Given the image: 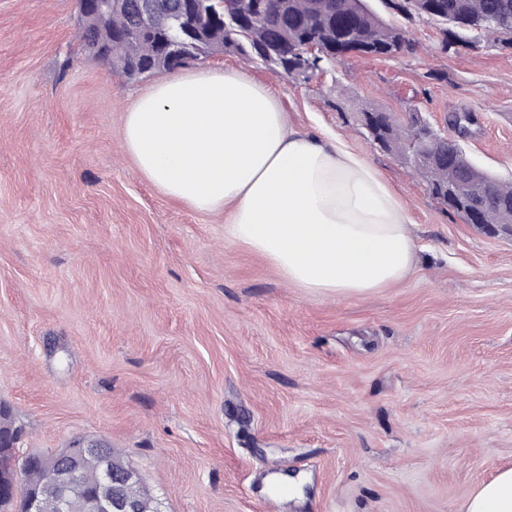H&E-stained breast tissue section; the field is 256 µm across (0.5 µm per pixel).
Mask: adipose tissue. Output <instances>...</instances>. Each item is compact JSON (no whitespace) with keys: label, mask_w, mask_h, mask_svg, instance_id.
I'll return each instance as SVG.
<instances>
[{"label":"adipose tissue","mask_w":512,"mask_h":512,"mask_svg":"<svg viewBox=\"0 0 512 512\" xmlns=\"http://www.w3.org/2000/svg\"><path fill=\"white\" fill-rule=\"evenodd\" d=\"M139 170L200 213L232 205L224 233L315 292L365 295L416 263L409 211L377 170L340 140L292 128L280 102L245 73L200 66L160 78L126 113ZM463 512H512V467Z\"/></svg>","instance_id":"obj_1"}]
</instances>
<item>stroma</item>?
<instances>
[{"label":"stroma","mask_w":512,"mask_h":512,"mask_svg":"<svg viewBox=\"0 0 512 512\" xmlns=\"http://www.w3.org/2000/svg\"><path fill=\"white\" fill-rule=\"evenodd\" d=\"M351 58L305 80L237 56L292 127L341 139L407 205L412 274L367 296L289 285L164 195L122 140L152 78L75 37L77 0H0V401L20 454L103 439L163 512H460L512 467V229L466 224L361 127L419 112L512 177V50Z\"/></svg>","instance_id":"obj_1"}]
</instances>
